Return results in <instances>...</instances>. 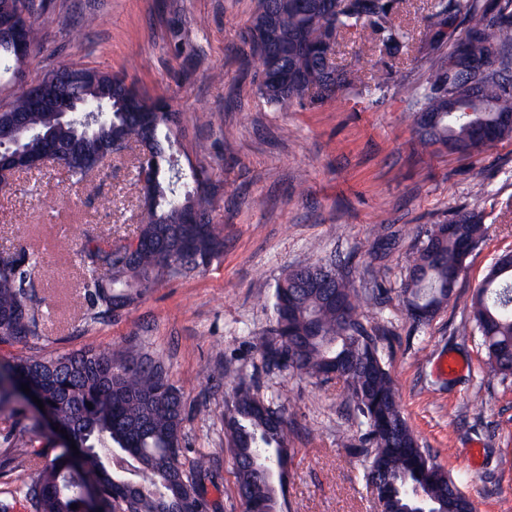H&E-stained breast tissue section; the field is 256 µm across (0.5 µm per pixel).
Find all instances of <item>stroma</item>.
Instances as JSON below:
<instances>
[{
  "mask_svg": "<svg viewBox=\"0 0 512 512\" xmlns=\"http://www.w3.org/2000/svg\"><path fill=\"white\" fill-rule=\"evenodd\" d=\"M434 5L394 0L405 33L399 53L387 54L372 29L346 32L334 62L349 85L329 100L276 107L257 92V0H41L43 46L24 64L27 81L81 64L166 100L180 117L181 167L209 171L224 254L203 272L158 282L105 322H85L87 237L118 243L138 234L129 151L80 184L49 164L0 190V253L36 258L40 343L61 353L130 350L182 386L183 458L209 455L217 483L207 491L210 512H244L224 433L242 378L291 422L282 512H378L365 429L349 418L338 385L263 362L264 301L286 270L312 263L373 296L362 321L388 332L382 356L422 447L464 477L475 512H512V378L490 373L470 319L474 291L512 251V138L472 157L421 147L415 119L427 92L421 73ZM379 76L386 84L378 89ZM467 211L481 214L486 233L448 304L414 323L401 293L408 261L428 229ZM446 354L466 365L447 379L434 370ZM26 424L30 445L14 446L7 433ZM60 446L28 402L0 406V495L12 498L13 512H29L22 489Z\"/></svg>",
  "mask_w": 512,
  "mask_h": 512,
  "instance_id": "stroma-1",
  "label": "stroma"
}]
</instances>
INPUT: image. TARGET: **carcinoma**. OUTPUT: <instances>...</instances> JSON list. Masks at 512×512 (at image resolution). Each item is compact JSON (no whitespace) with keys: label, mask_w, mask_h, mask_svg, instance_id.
I'll return each mask as SVG.
<instances>
[{"label":"carcinoma","mask_w":512,"mask_h":512,"mask_svg":"<svg viewBox=\"0 0 512 512\" xmlns=\"http://www.w3.org/2000/svg\"><path fill=\"white\" fill-rule=\"evenodd\" d=\"M302 0H258L251 25L252 51L258 56V90L273 105L303 100L315 91L330 99L347 84L344 74L291 50L302 38L322 51L328 32L367 26L383 35L384 47L399 50L404 32L393 17V0H343L344 7L326 17ZM475 17L462 39L450 33L431 37L423 83L432 94L420 110L439 116L418 126L420 142L473 155L487 145L512 137V126L498 116L512 113V0H448L439 3L434 28L455 27L460 13ZM96 83L65 90L82 100L101 101L106 116L84 128L80 121L59 123L51 112L29 110L18 95L11 103L27 111L29 121L66 141L65 172L80 183L93 170L97 144L112 137L140 142L151 156L139 160L137 175L151 183L155 200L141 205L138 246L127 257L112 244L85 245L81 265L89 306L88 322H100L129 305L166 278H184L224 255L223 230L200 224L190 248L177 234L187 209L209 212V184L204 167L184 170L173 155L175 113L158 109L154 123H139L136 112L148 101L133 103L135 89L117 74L96 71ZM480 86L473 88L472 82ZM484 224L474 212L437 224L409 263L403 293L408 313L418 324L429 322L453 296L448 273L465 265L482 239ZM30 254L23 250L13 267L0 273V343L39 338L42 314L29 278ZM323 265L290 269L272 294L273 321L264 360L309 377L336 380L352 410L367 427L371 465L378 492L392 512H408L406 490L415 488L435 512H474L459 482L421 448L399 407L388 366L381 355L382 336L370 333L357 313L358 294L341 278L333 303L319 291L297 287L302 277H317ZM475 331L485 348L490 372L512 377V269H489L472 300ZM44 404L61 430L72 432L79 454L64 448L42 464L24 496L33 512H85L83 491H98L99 512H209L198 476L207 471L199 457L187 469L183 453L185 406L180 387L161 365L146 355L110 349L60 353L31 347L0 367V402L28 399L21 385ZM93 408H88V405ZM228 447L234 459L239 499L261 505L278 502L288 463V417L285 409L265 403L241 382L225 417ZM278 479L270 480V474ZM77 508H71V505Z\"/></svg>","instance_id":"1"}]
</instances>
